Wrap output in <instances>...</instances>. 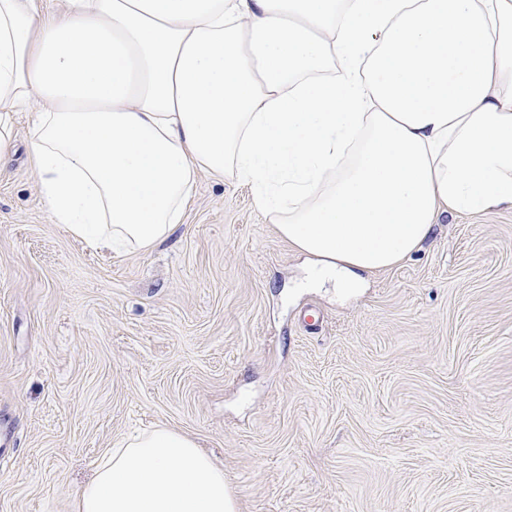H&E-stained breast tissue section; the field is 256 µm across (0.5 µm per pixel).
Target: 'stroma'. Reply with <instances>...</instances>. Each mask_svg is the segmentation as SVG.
Here are the masks:
<instances>
[{"instance_id":"obj_1","label":"stroma","mask_w":512,"mask_h":512,"mask_svg":"<svg viewBox=\"0 0 512 512\" xmlns=\"http://www.w3.org/2000/svg\"><path fill=\"white\" fill-rule=\"evenodd\" d=\"M247 186L200 172L178 231L102 256L0 163V512H72L100 454L167 426L238 512H512V211L440 215L356 293Z\"/></svg>"}]
</instances>
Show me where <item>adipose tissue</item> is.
<instances>
[{
	"instance_id": "adipose-tissue-1",
	"label": "adipose tissue",
	"mask_w": 512,
	"mask_h": 512,
	"mask_svg": "<svg viewBox=\"0 0 512 512\" xmlns=\"http://www.w3.org/2000/svg\"><path fill=\"white\" fill-rule=\"evenodd\" d=\"M53 223L148 252L199 171L341 291L441 214L512 209V0H0V160L15 112ZM224 468L160 426L105 449L74 512H236Z\"/></svg>"
}]
</instances>
